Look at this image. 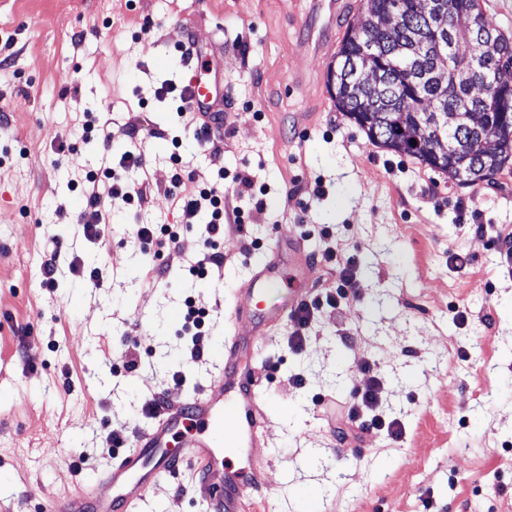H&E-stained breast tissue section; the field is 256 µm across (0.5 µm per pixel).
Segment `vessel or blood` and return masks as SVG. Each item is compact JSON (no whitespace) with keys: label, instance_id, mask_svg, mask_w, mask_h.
<instances>
[{"label":"vessel or blood","instance_id":"vessel-or-blood-1","mask_svg":"<svg viewBox=\"0 0 512 512\" xmlns=\"http://www.w3.org/2000/svg\"><path fill=\"white\" fill-rule=\"evenodd\" d=\"M349 7V0H315L314 13L299 20L300 27L314 33L303 52L323 54ZM186 90L189 111L205 119L211 135H223V75L208 67L205 77L188 79ZM302 251L300 238L274 237L237 292L230 321L248 320L251 335L261 337L287 320L290 308L270 305L269 294L285 285L287 268H300ZM244 343L234 335L224 349V366L210 384L191 399L159 409L154 425L134 436L131 451L104 476L111 497L81 487L48 501L43 512H130L183 465L198 474L197 490L212 512H255L251 493L267 482L266 467L253 453L263 436L265 412L257 395L260 378L240 363Z\"/></svg>","mask_w":512,"mask_h":512}]
</instances>
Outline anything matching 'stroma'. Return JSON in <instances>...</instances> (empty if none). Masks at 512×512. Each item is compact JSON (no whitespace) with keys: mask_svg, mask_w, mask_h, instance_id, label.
I'll list each match as a JSON object with an SVG mask.
<instances>
[{"mask_svg":"<svg viewBox=\"0 0 512 512\" xmlns=\"http://www.w3.org/2000/svg\"><path fill=\"white\" fill-rule=\"evenodd\" d=\"M309 2L0 0V512H41L81 485L110 496L100 479L113 462L101 451L106 438L150 428L141 405L152 394L182 401L218 373L228 308L273 227L303 237L314 263L320 241L310 230L319 224L354 255L360 296L340 312L323 308L301 352L289 349L285 323L243 352V366L262 377L263 512H305L313 501L321 512H512V275L490 238L471 229H512V164L492 185L462 186L372 144L331 104L298 137L295 114L317 88L288 89V77L327 69L336 53L297 54ZM192 44L224 74V136L205 144L184 131L175 94H157L184 86ZM86 112L108 121L116 160L128 125L139 124L151 186L145 206L113 199L99 244L79 231L84 198L71 184L107 147L84 134ZM62 140L70 148L61 153ZM175 153L201 180L248 168L258 190L226 197L248 221L224 227L221 276H191L173 253L167 286L154 288L132 228L182 223L170 193ZM52 247L79 256L84 273L61 271L49 290L40 267ZM456 248L468 255L460 271L448 263ZM94 267L105 269L103 282L89 279ZM189 296L210 314V357L200 365L187 362ZM458 309L466 323L455 322ZM365 359L405 435L343 447V411L323 413L312 398L343 402L363 384ZM296 372L304 388L289 387ZM79 450L92 457L77 473ZM196 483L182 468L132 512H208Z\"/></svg>","mask_w":512,"mask_h":512,"instance_id":"1","label":"stroma"}]
</instances>
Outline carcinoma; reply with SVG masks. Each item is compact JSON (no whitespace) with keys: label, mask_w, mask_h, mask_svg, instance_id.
Listing matches in <instances>:
<instances>
[{"label":"carcinoma","mask_w":512,"mask_h":512,"mask_svg":"<svg viewBox=\"0 0 512 512\" xmlns=\"http://www.w3.org/2000/svg\"><path fill=\"white\" fill-rule=\"evenodd\" d=\"M363 2L366 24L348 27L327 70L338 108L377 144L465 185L491 183L512 161V88H473L512 61V40L475 0ZM421 126L432 134L413 145Z\"/></svg>","instance_id":"cac0c4a2"}]
</instances>
